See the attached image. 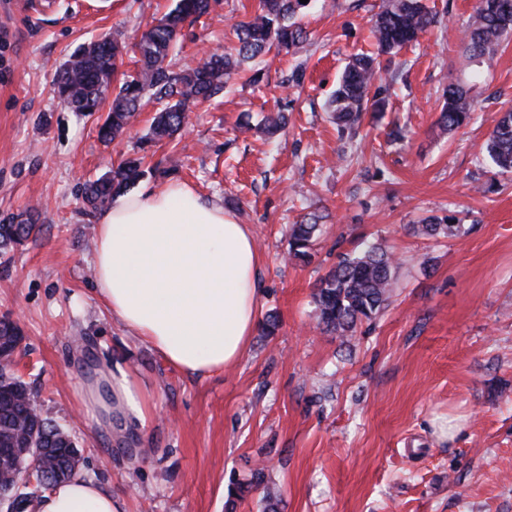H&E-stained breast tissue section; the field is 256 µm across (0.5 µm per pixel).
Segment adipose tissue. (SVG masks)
<instances>
[{
	"label": "adipose tissue",
	"instance_id": "obj_1",
	"mask_svg": "<svg viewBox=\"0 0 512 512\" xmlns=\"http://www.w3.org/2000/svg\"><path fill=\"white\" fill-rule=\"evenodd\" d=\"M261 259L251 229L192 186L171 182L123 195L96 226L95 286L114 320L189 376L223 370L257 323ZM76 398L99 435L145 423L147 403L123 369L96 370ZM36 512H123L101 483L54 486Z\"/></svg>",
	"mask_w": 512,
	"mask_h": 512
}]
</instances>
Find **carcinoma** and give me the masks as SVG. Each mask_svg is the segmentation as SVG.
Instances as JSON below:
<instances>
[{
    "label": "carcinoma",
    "instance_id": "obj_1",
    "mask_svg": "<svg viewBox=\"0 0 512 512\" xmlns=\"http://www.w3.org/2000/svg\"><path fill=\"white\" fill-rule=\"evenodd\" d=\"M213 0H177L145 32L137 44L140 55L135 74L123 79L112 98L110 113L99 128L100 139L107 142L123 133L130 118L146 96L162 103L153 120L156 140L173 139L188 119L190 103L208 101L220 94L241 66L275 47L298 52L306 43L302 27L294 21L305 4L300 0H259L254 15L236 25L239 47L236 54H212L188 70H175L167 63L174 52L184 23L210 12ZM439 23L423 0H382L375 15L373 32L378 54H395L403 46L417 41L420 34ZM512 35V0H477L474 15L465 34L466 50L478 58L494 53L503 39ZM123 46L105 35L100 42L78 49L62 69L57 92L66 95L72 111L80 114L98 111L123 64ZM379 62L371 55H358L346 66L329 106L339 132L351 131L361 124L367 112H383L387 100L380 91H372L378 79ZM474 112L467 90L450 85L438 117V124L448 130L466 124ZM487 152L501 172H512V108L506 109L489 134ZM144 158L127 157L117 167L82 186L84 204L91 210L105 206L125 194L144 175ZM319 215L310 213L292 225L288 254L308 263L319 231ZM36 230V219L28 213L24 219L0 222V251L24 244ZM456 228L429 219L414 227L422 237L453 234ZM397 279V264L380 247L354 250L338 257L336 264L320 279L313 294L318 325L330 333L347 336L358 324L371 320L386 306ZM21 335L18 325L0 319V345L12 344ZM33 395L29 385L17 375L0 380V448L11 454L0 455V462L10 464L13 454L26 447L33 429L30 411ZM62 427L45 418L37 433L41 447L50 449L44 462L52 487L77 476L76 462L70 460L62 443Z\"/></svg>",
    "mask_w": 512,
    "mask_h": 512
}]
</instances>
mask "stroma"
I'll use <instances>...</instances> for the list:
<instances>
[{
  "mask_svg": "<svg viewBox=\"0 0 512 512\" xmlns=\"http://www.w3.org/2000/svg\"><path fill=\"white\" fill-rule=\"evenodd\" d=\"M382 0H309L297 56L258 59L261 81H233L190 107L175 141L156 142L144 101L114 142L98 138L109 108L80 115L57 78L81 46L109 33L135 43L175 0H0V220L38 209L40 230L0 253V317L17 320V370L41 414L81 450L79 473L107 485L125 512H512V173L486 143L512 106V38L472 59L462 33L476 0H426L439 25L381 64L385 112L354 136L326 102L349 58L374 53ZM258 0H217L186 25L173 58L186 69L230 52L234 24ZM303 63L302 82L291 81ZM476 110L447 131L449 85ZM288 124L269 138L264 116ZM140 187L193 184L249 225L262 263L259 317L240 359L186 377L112 319L95 293L98 214L80 185L129 155ZM321 218L310 263L288 259V228ZM454 235L416 236L426 219ZM381 246L398 260L387 307L341 337L317 325L313 292L341 253ZM121 366L151 403L135 444L100 439L75 394L91 368Z\"/></svg>",
  "mask_w": 512,
  "mask_h": 512,
  "instance_id": "1",
  "label": "stroma"
}]
</instances>
